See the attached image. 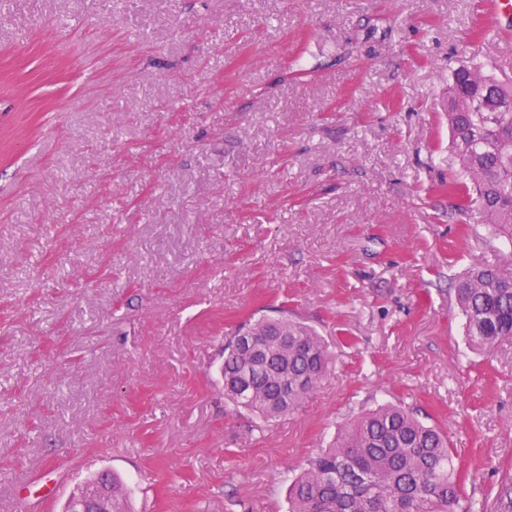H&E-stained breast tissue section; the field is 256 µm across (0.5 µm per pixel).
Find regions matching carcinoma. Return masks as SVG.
I'll return each instance as SVG.
<instances>
[{"label":"carcinoma","instance_id":"carcinoma-1","mask_svg":"<svg viewBox=\"0 0 512 512\" xmlns=\"http://www.w3.org/2000/svg\"><path fill=\"white\" fill-rule=\"evenodd\" d=\"M448 130L459 173L448 195L477 203L491 234L512 246V86L477 65L454 69ZM454 293L471 349L491 355L512 339V274L469 269ZM326 362L311 327L249 316L224 337V399L271 422L314 390ZM454 453L445 432L404 406L381 404L307 461L289 487V512H483L465 499Z\"/></svg>","mask_w":512,"mask_h":512}]
</instances>
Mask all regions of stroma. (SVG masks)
Here are the masks:
<instances>
[{
    "label": "stroma",
    "instance_id": "stroma-1",
    "mask_svg": "<svg viewBox=\"0 0 512 512\" xmlns=\"http://www.w3.org/2000/svg\"><path fill=\"white\" fill-rule=\"evenodd\" d=\"M490 0H6L0 512L107 469L129 512H288L339 427L402 403L466 497L512 477V340L469 350L450 280L512 256L444 188L448 75L512 85ZM328 349L274 425L224 338L279 309Z\"/></svg>",
    "mask_w": 512,
    "mask_h": 512
}]
</instances>
